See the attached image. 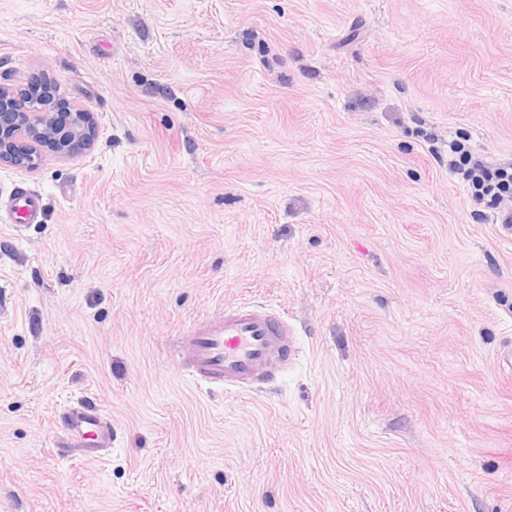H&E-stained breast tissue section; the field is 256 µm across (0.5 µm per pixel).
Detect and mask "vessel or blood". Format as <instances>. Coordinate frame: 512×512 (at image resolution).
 Returning a JSON list of instances; mask_svg holds the SVG:
<instances>
[{
  "label": "vessel or blood",
  "mask_w": 512,
  "mask_h": 512,
  "mask_svg": "<svg viewBox=\"0 0 512 512\" xmlns=\"http://www.w3.org/2000/svg\"><path fill=\"white\" fill-rule=\"evenodd\" d=\"M17 219L38 218L37 197H15ZM182 356L193 379L201 385L236 389L268 378L295 353L288 324L260 307H241L221 319H201L182 338ZM63 437L68 447L90 460L104 458L112 448V424L99 409L76 401L64 416Z\"/></svg>",
  "instance_id": "1"
}]
</instances>
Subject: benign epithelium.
Returning a JSON list of instances; mask_svg holds the SVG:
<instances>
[{
	"instance_id": "obj_1",
	"label": "benign epithelium",
	"mask_w": 512,
	"mask_h": 512,
	"mask_svg": "<svg viewBox=\"0 0 512 512\" xmlns=\"http://www.w3.org/2000/svg\"><path fill=\"white\" fill-rule=\"evenodd\" d=\"M55 93L42 78H29L19 86L0 85V165L31 168L42 158L45 144L61 158L92 148L100 134L93 113L74 108L65 124H59Z\"/></svg>"
}]
</instances>
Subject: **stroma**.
Masks as SVG:
<instances>
[{
	"instance_id": "obj_1",
	"label": "stroma",
	"mask_w": 512,
	"mask_h": 512,
	"mask_svg": "<svg viewBox=\"0 0 512 512\" xmlns=\"http://www.w3.org/2000/svg\"><path fill=\"white\" fill-rule=\"evenodd\" d=\"M33 73L100 135L0 166V512H512V228L448 171L512 163V0H0ZM239 304L299 354L200 389ZM13 207L15 209L16 219L24 222L34 221L40 214L38 198L31 194L26 193L22 196L15 197ZM62 433L68 448L86 459H102L112 449L111 422L80 399L65 414Z\"/></svg>"
}]
</instances>
